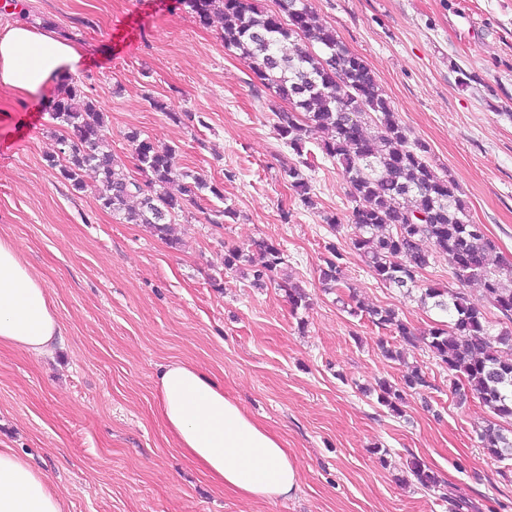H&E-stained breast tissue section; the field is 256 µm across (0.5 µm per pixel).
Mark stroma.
<instances>
[{
	"instance_id": "stroma-1",
	"label": "stroma",
	"mask_w": 512,
	"mask_h": 512,
	"mask_svg": "<svg viewBox=\"0 0 512 512\" xmlns=\"http://www.w3.org/2000/svg\"><path fill=\"white\" fill-rule=\"evenodd\" d=\"M309 2L370 65L511 268L512 0ZM20 17L83 48L72 79L105 113L106 147L127 170L126 135L136 131L175 146L180 170L224 197L186 205L166 240L127 223L99 207L93 169L78 190L50 167L56 85L41 99L0 90V237L44 281L62 330L48 356L0 346V445L46 473L68 512H451L411 480L415 459L474 512H512V467L477 440L490 417L479 399L453 395L424 347L387 360L380 344L391 333L345 311L353 293L397 309L417 332L440 319L377 281L354 251L349 186L318 141L309 145L315 207L282 180L294 156L274 129L281 102L225 49L220 22L200 24L178 0H0V29ZM223 203L236 218L209 223ZM258 238L280 244L288 273L307 285L308 309L292 313L283 291L225 270L228 250ZM331 245L347 282L338 292L319 281ZM173 361L213 376L282 439L299 470L295 491L243 500L179 450L157 408L158 374ZM409 364L433 387L409 393L396 416L374 390Z\"/></svg>"
}]
</instances>
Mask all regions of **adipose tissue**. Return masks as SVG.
<instances>
[{
  "label": "adipose tissue",
  "mask_w": 512,
  "mask_h": 512,
  "mask_svg": "<svg viewBox=\"0 0 512 512\" xmlns=\"http://www.w3.org/2000/svg\"><path fill=\"white\" fill-rule=\"evenodd\" d=\"M75 43L18 21L0 31V88L36 98L78 70ZM61 332L44 282L0 239V345L51 353ZM158 412L183 453L217 486L255 501L288 496L299 472L288 448L198 367L172 362L158 375ZM56 486L11 449L0 448V512H65Z\"/></svg>",
  "instance_id": "1"
}]
</instances>
